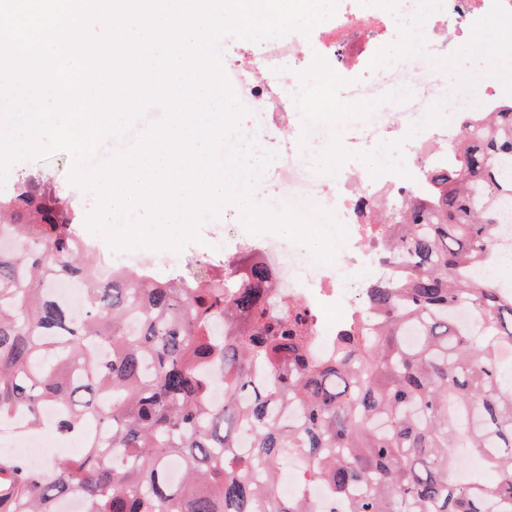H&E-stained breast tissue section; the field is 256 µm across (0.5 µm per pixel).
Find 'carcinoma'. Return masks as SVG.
Listing matches in <instances>:
<instances>
[{
  "label": "carcinoma",
  "instance_id": "1",
  "mask_svg": "<svg viewBox=\"0 0 512 512\" xmlns=\"http://www.w3.org/2000/svg\"><path fill=\"white\" fill-rule=\"evenodd\" d=\"M507 202L512 101L462 113L448 164L368 227L388 273L327 341L250 246L222 274L99 283L77 213L18 182L0 199L17 242L0 249V428L20 417L24 437L52 407L83 453L46 479L0 451V512H512V286L483 275ZM59 276L84 282L82 315L51 295Z\"/></svg>",
  "mask_w": 512,
  "mask_h": 512
}]
</instances>
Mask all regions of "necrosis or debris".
<instances>
[{
	"instance_id": "4bbe7bcc",
	"label": "necrosis or debris",
	"mask_w": 512,
	"mask_h": 512,
	"mask_svg": "<svg viewBox=\"0 0 512 512\" xmlns=\"http://www.w3.org/2000/svg\"><path fill=\"white\" fill-rule=\"evenodd\" d=\"M434 16L433 36L421 50L426 58L458 45L460 31L474 29L485 17L512 23V0H439ZM389 26L388 19L370 15L366 10H346L337 14L326 29L306 40L268 43L259 53L256 66L275 68L281 57L288 54L297 59L317 57L330 68L347 71L360 58L373 55L377 41L388 32ZM224 72L240 101L250 111L267 112L274 107L284 112L293 111L290 100L269 98L263 82L243 81L235 65L225 64ZM341 91L346 98L368 99L378 105L376 112L352 123L356 139L361 142L379 139L414 121H426L432 112L462 111L469 95V79L461 74L451 81L444 71L431 67L422 68L414 75L402 66L397 70L396 84L382 79L365 83L349 78L342 82ZM246 136L258 148H273L281 155L276 203L293 200L311 202L323 209L333 203L340 206L347 231V239L341 247V269L346 274L373 259L365 224L369 204L410 192L416 182L423 180L429 167L448 160L447 152L435 150L429 142H420L413 147L415 165L407 174L347 171L339 177L340 190L331 197L324 184L307 176L292 138L266 127L248 130ZM260 253L278 270L281 278L287 279L289 290L303 294L316 313H323L337 301L348 302L353 309L364 302L363 287L354 286L347 278L335 282L332 274L293 246L269 240L261 246Z\"/></svg>"
}]
</instances>
